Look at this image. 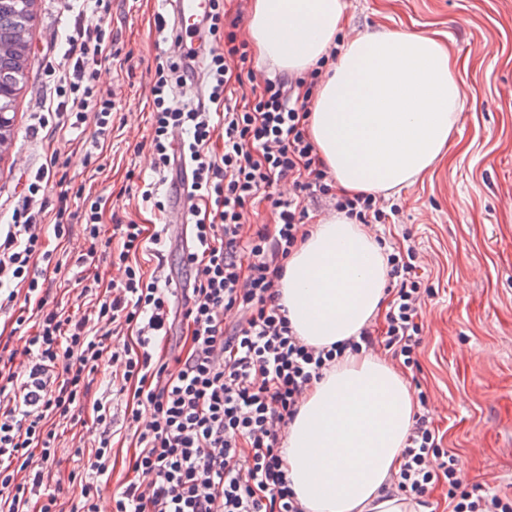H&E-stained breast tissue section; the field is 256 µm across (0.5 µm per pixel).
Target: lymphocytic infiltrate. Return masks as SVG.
<instances>
[{
  "mask_svg": "<svg viewBox=\"0 0 512 512\" xmlns=\"http://www.w3.org/2000/svg\"><path fill=\"white\" fill-rule=\"evenodd\" d=\"M237 20L224 0H211L199 41L180 46L178 59L157 62L152 88L151 142L154 169L179 166L191 174V243L183 258L193 273L191 287L174 291L163 265L145 274L132 255L142 247L144 229L117 224L122 248L112 261L122 278L105 294L85 284L90 301L80 318L48 307L51 274L62 265L44 243L41 210L32 203L58 152L28 184L23 223L0 237V287L17 285L36 300L37 330L27 337L22 368L0 372V512H63L50 492L57 461V425L81 421L92 411L107 424L110 410L88 398L104 359L121 367L113 374L117 395L132 394L127 415L135 452V479L122 482L112 512H303L288 483L281 432L296 417L304 394L337 359L373 343L371 329L316 348L296 336L279 302L283 262L304 237L309 203L330 200L336 212L359 224L387 219L379 198L334 191L333 178L305 128L307 105L282 80L265 81L252 100L240 102L238 86L249 71L248 52L237 44ZM72 70L48 68L55 108L34 113L31 136L41 129L79 128L93 121L97 137L112 131L115 102L97 87L98 68L111 58L112 45L100 30L77 29L68 38ZM207 77V104L177 106L172 83L194 84ZM290 180L293 194L282 198L275 184ZM268 201L274 225L244 224L248 206ZM68 191L57 198L54 232L64 237L81 217L85 250L81 262L101 252L99 201L72 211ZM418 248L412 233L392 244L387 255L386 348L408 368L418 367L423 325L418 311L431 295L417 272ZM41 261L46 272L33 275ZM186 327L183 345L168 359L154 356L156 342L168 339L175 321ZM134 329L138 345L109 348L108 335ZM85 471L77 512H99L101 479L110 468L112 446L101 438L76 449ZM448 486L449 512H512V496L469 482L456 456L442 446L426 392H419L413 424L391 483L394 495L418 503L439 483Z\"/></svg>",
  "mask_w": 512,
  "mask_h": 512,
  "instance_id": "obj_1",
  "label": "lymphocytic infiltrate"
}]
</instances>
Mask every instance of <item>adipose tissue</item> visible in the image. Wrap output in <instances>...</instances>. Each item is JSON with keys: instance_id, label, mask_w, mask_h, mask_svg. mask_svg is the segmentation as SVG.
Wrapping results in <instances>:
<instances>
[{"instance_id": "obj_1", "label": "adipose tissue", "mask_w": 512, "mask_h": 512, "mask_svg": "<svg viewBox=\"0 0 512 512\" xmlns=\"http://www.w3.org/2000/svg\"><path fill=\"white\" fill-rule=\"evenodd\" d=\"M346 0H253L247 37L285 72L338 54L308 107L320 158L349 194L400 191L441 156L462 107V86L436 35L376 31L342 36ZM383 245L332 214L284 262L279 302L305 343L358 335L387 297ZM415 400L385 357L338 359L314 382L286 429L283 459L304 512H416L390 495Z\"/></svg>"}]
</instances>
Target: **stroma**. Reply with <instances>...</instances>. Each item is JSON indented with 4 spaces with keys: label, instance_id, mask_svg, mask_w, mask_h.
<instances>
[{
    "label": "stroma",
    "instance_id": "35a3bbf8",
    "mask_svg": "<svg viewBox=\"0 0 512 512\" xmlns=\"http://www.w3.org/2000/svg\"><path fill=\"white\" fill-rule=\"evenodd\" d=\"M346 23L361 31L437 33L453 56L463 86L464 104L433 169L384 206L401 207L396 223L381 226L385 238L412 230L423 255L421 275L433 290L420 309L424 325L420 367L405 370L409 385L430 398L443 446L458 459L467 479L512 495V101L502 93L512 86V0H347ZM30 31L28 80L14 102L13 130L0 147V229L14 221L24 192L23 174L37 169L46 143L30 138L31 116L46 97L42 66L61 61L65 37L75 25L100 28L118 48L121 60L102 64L101 90L112 92L117 112L112 137L96 142L89 125L70 130L54 147L60 165L47 179L44 196L55 202L61 188L101 198L105 235L112 248L116 221H135L161 231L166 271L175 288L188 285L182 262L187 227L173 224L165 211L143 203L137 179L151 183L167 206L182 189L184 173L151 167V95L149 69L159 54L177 56L162 45L153 26L158 0H108L107 10L76 17L62 0H35ZM45 243L62 264L49 304L81 315L79 279L100 274L103 284L119 280L110 259L79 264L77 239L46 232ZM64 448L54 467L65 512L79 503V487L70 475L77 468L76 446L99 438L92 419L58 426ZM130 431L114 439L111 478L103 488L99 512H112V493L131 478Z\"/></svg>",
    "mask_w": 512,
    "mask_h": 512
}]
</instances>
